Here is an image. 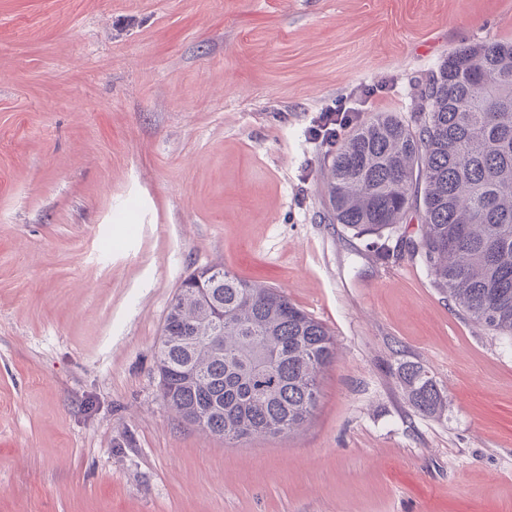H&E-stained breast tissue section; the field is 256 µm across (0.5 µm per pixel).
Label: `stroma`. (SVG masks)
Listing matches in <instances>:
<instances>
[{
    "instance_id": "1",
    "label": "stroma",
    "mask_w": 512,
    "mask_h": 512,
    "mask_svg": "<svg viewBox=\"0 0 512 512\" xmlns=\"http://www.w3.org/2000/svg\"><path fill=\"white\" fill-rule=\"evenodd\" d=\"M489 39L512 0H0V512H512V342L333 223L308 136L346 96L409 119ZM216 264L336 339L295 434L162 400L169 304ZM402 389L412 408L421 415L441 414L447 399L433 376L423 366L406 363L397 370Z\"/></svg>"
}]
</instances>
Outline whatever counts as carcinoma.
<instances>
[{
    "instance_id": "cac0c4a2",
    "label": "carcinoma",
    "mask_w": 512,
    "mask_h": 512,
    "mask_svg": "<svg viewBox=\"0 0 512 512\" xmlns=\"http://www.w3.org/2000/svg\"><path fill=\"white\" fill-rule=\"evenodd\" d=\"M329 156L334 221L380 236L415 213L410 256L456 307L512 340V40L455 50L420 85L410 120L376 112ZM335 359L324 323L284 292L215 265L181 282L156 371L176 417L239 443L307 423ZM397 375L417 413L445 410L423 366Z\"/></svg>"
}]
</instances>
